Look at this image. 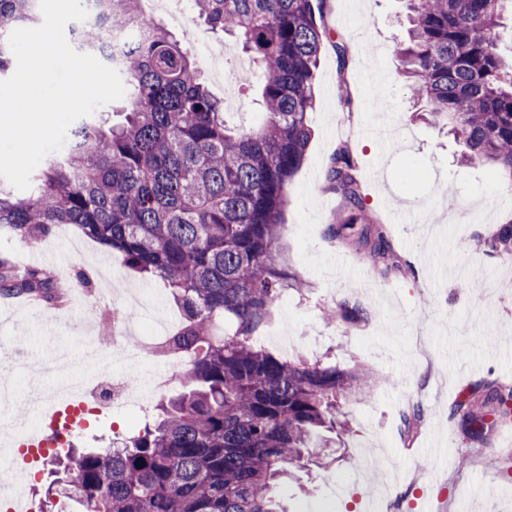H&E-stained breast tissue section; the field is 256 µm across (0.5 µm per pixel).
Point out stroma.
I'll return each mask as SVG.
<instances>
[{"instance_id": "obj_1", "label": "stroma", "mask_w": 512, "mask_h": 512, "mask_svg": "<svg viewBox=\"0 0 512 512\" xmlns=\"http://www.w3.org/2000/svg\"><path fill=\"white\" fill-rule=\"evenodd\" d=\"M406 13L405 0H328L323 19L328 37L309 114L313 137L288 187L286 232L276 253L277 263L307 288L285 293L261 342L279 355L360 364L381 382L366 399L347 404L355 432L337 449L335 462L300 471L278 486L290 512H372L376 505L382 512H417L415 490L431 486L443 494L439 512H512V434L500 430L475 442L453 416L456 402L479 382L512 384V355L492 350L496 343H512V259L486 248L498 224L512 219V186L499 184L487 167L458 165L454 138L416 118L396 69ZM338 42L350 57L344 72L334 49ZM378 122L389 125V143L370 135ZM342 144L355 154L367 209L392 240L399 268L388 276L323 234L343 211L341 198L322 190L330 157ZM40 247L59 281L87 273L90 295L103 296L112 312L129 314L139 335L163 336L180 323L165 288L80 230L53 233ZM346 297L374 311L350 331L322 317L324 308ZM101 320L76 296L60 310L36 299L0 296V385L15 390L14 400L0 407V422H34L30 392L54 383L50 364L58 350L72 354L67 378L75 384L127 370L116 356L83 360ZM165 370L174 375L166 393H179V360L142 353L132 370L138 400L89 418L72 441L105 448L154 422L162 393L149 382ZM413 405L423 418L410 439L403 416ZM367 455L376 458L374 471L361 467Z\"/></svg>"}]
</instances>
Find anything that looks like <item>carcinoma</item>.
I'll use <instances>...</instances> for the list:
<instances>
[{
    "label": "carcinoma",
    "instance_id": "1",
    "mask_svg": "<svg viewBox=\"0 0 512 512\" xmlns=\"http://www.w3.org/2000/svg\"><path fill=\"white\" fill-rule=\"evenodd\" d=\"M326 0H190L198 19L236 37L251 66L239 81L256 86L262 119L231 125L184 47L153 20L148 35L124 45L118 73L126 92L123 121L81 118L63 151L49 155L21 197L0 195V235L31 244L60 224L78 227L121 253L132 271L159 279L180 306L172 335L146 347L187 362L183 391L163 418L109 448L68 449L55 458L47 497L79 512H287L273 487L318 466L323 449L343 448L353 427L343 405L380 382L369 369L322 359H291L256 342L296 278L275 261L284 232L288 185L311 141L315 70L326 29ZM408 44L397 72L437 124L462 147L460 163L480 164L512 184V60L498 46L512 0H408ZM92 19L74 22L68 42L79 53L101 48L114 29L132 28L140 0H82ZM42 20L39 0H0V80L16 63L8 37ZM348 147L330 159L324 189L345 201L328 224L358 258L387 274L398 268L384 225L368 218ZM512 256V219L487 243ZM0 291L32 294L47 305L65 290L46 269L18 271L0 258ZM371 307L344 298L323 312L355 328ZM461 428L483 442L512 423V387L476 386L456 404ZM422 411L404 415L414 436Z\"/></svg>",
    "mask_w": 512,
    "mask_h": 512
}]
</instances>
